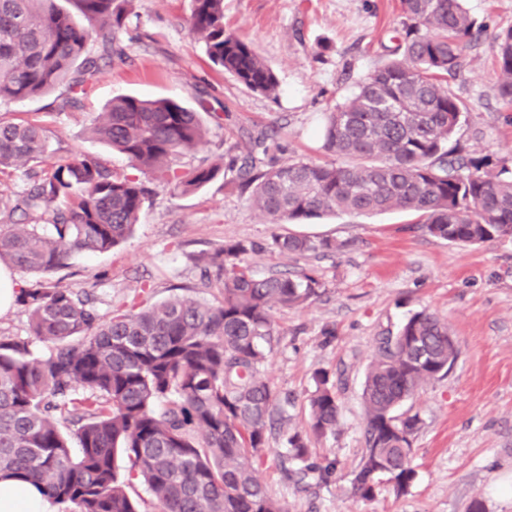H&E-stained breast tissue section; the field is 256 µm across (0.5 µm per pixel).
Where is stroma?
Instances as JSON below:
<instances>
[{
  "mask_svg": "<svg viewBox=\"0 0 512 512\" xmlns=\"http://www.w3.org/2000/svg\"><path fill=\"white\" fill-rule=\"evenodd\" d=\"M398 0H224V28L252 44L275 72L276 97L247 89L211 68L188 30L189 0H135L118 53L102 62L88 93L63 107L64 88L1 105L0 118L36 121L47 130L50 159L99 158L114 175L136 176L129 160L91 139L89 128L117 95L171 98L198 110L204 142L176 158L187 169L223 165L194 193L156 188L135 231L106 253H78L57 274L90 292L98 312L190 295L213 303L222 285L206 278L201 259L227 241L256 244L244 257L254 275L305 271L321 295L300 309H278L280 337L261 368L290 402L282 427L302 428L313 375L329 374L340 420L335 435L313 442L321 463L337 465L330 482L296 484L297 465L271 440L257 476L288 512H512V239L458 246L423 233L415 214H336L303 224H273L237 187L245 157L258 168L304 158L326 161L321 130L327 112L382 65L401 27ZM476 37L464 75L450 80L465 105L453 141L490 169L512 167V105L494 96L499 69L493 38L512 28V0H465ZM295 234L341 243L340 251L282 256L267 245ZM447 321L459 357L447 376L406 402L422 423L413 442L416 478L403 495L381 483L374 500L352 489L364 448L361 399L366 369L382 336L411 314Z\"/></svg>",
  "mask_w": 512,
  "mask_h": 512,
  "instance_id": "obj_1",
  "label": "stroma"
}]
</instances>
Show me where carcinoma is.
<instances>
[{"label":"carcinoma","mask_w":512,"mask_h":512,"mask_svg":"<svg viewBox=\"0 0 512 512\" xmlns=\"http://www.w3.org/2000/svg\"><path fill=\"white\" fill-rule=\"evenodd\" d=\"M0 0V103L23 102L66 87L73 107L127 28L133 0ZM190 33L211 64L252 91L274 97L279 82L263 57L224 30V0H190ZM403 35L390 58L326 114L324 150L351 160H295L247 175L252 204L273 224L325 214L418 215L429 235L455 245L512 237V168L494 171L479 158H450L448 143L463 105L448 78L469 66L474 22L462 0H400ZM495 92L512 104V29L494 37ZM91 135L125 155L144 175L118 178L99 161H58L10 202L0 200V260L36 280L20 300L33 335L48 344L0 337V479L30 482L55 512H285L256 477L279 398L261 367L278 339L275 308L299 307L320 295L309 273L255 276L226 242L203 261L224 282L216 303L182 296L146 308L98 314L90 294L54 275L76 253H104L139 221L148 187L183 193L204 188L223 167L182 171L173 157L205 138L200 113L173 99L121 95L94 121ZM36 122L0 120V171L46 157ZM76 197L61 208L62 198ZM341 245L297 235L273 237L283 255L336 252ZM434 313L410 315L382 339L362 391L365 448L351 483L365 500L382 478L404 493L415 478L412 442L418 414H397L421 387L448 375L459 349ZM309 418L288 432L287 458L298 482L328 479L335 465L312 460L310 443L336 433L339 404L327 373L316 374ZM68 417L70 432L59 419ZM76 440L79 453L71 451ZM122 453L128 469L114 460ZM150 501L134 498V482Z\"/></svg>","instance_id":"1"}]
</instances>
